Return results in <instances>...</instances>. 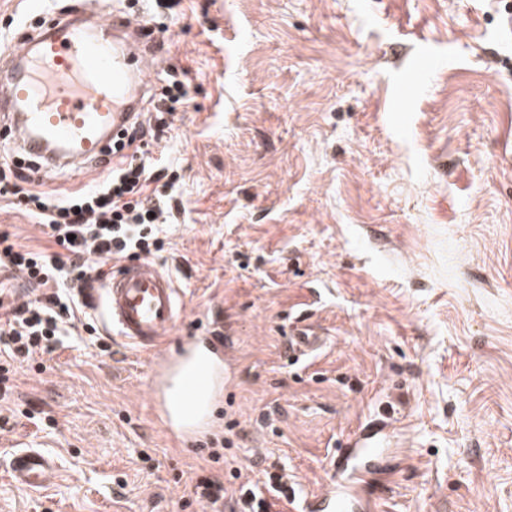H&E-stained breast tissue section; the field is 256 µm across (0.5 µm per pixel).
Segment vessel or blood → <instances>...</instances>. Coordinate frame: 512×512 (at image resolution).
<instances>
[{
  "label": "vessel or blood",
  "mask_w": 512,
  "mask_h": 512,
  "mask_svg": "<svg viewBox=\"0 0 512 512\" xmlns=\"http://www.w3.org/2000/svg\"><path fill=\"white\" fill-rule=\"evenodd\" d=\"M122 31L149 46L143 24L99 8L52 20L24 39L0 61V113L9 118L0 135L50 167L63 154L77 162L105 158L113 137L140 111L147 88L143 61L119 40ZM89 310L114 339L146 355V387L165 432L178 444L203 445L208 410L223 401L231 369L227 337L209 331L175 338L185 304L173 277L148 259L113 262L109 280L91 290ZM323 343L311 326H294L288 358L299 361ZM401 422L391 408L373 414L334 460L324 491L294 499L292 512H375L368 484L375 475L394 476L384 453ZM8 473L33 490L58 477L53 459L32 444L12 454Z\"/></svg>",
  "instance_id": "vessel-or-blood-1"
}]
</instances>
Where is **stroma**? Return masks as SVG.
I'll return each instance as SVG.
<instances>
[{"label": "stroma", "instance_id": "1", "mask_svg": "<svg viewBox=\"0 0 512 512\" xmlns=\"http://www.w3.org/2000/svg\"><path fill=\"white\" fill-rule=\"evenodd\" d=\"M101 2L153 19L188 72L147 148L178 202L156 261L188 305L175 337L230 329L235 376L218 431L178 446L144 356L75 329L0 400V512H202L182 506L199 479L279 469L313 493L382 400L405 421L377 512H512V0ZM50 10L0 0V54ZM313 286L326 345L294 364ZM29 442L54 487L9 479Z\"/></svg>", "mask_w": 512, "mask_h": 512}]
</instances>
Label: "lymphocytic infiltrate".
Wrapping results in <instances>:
<instances>
[{"instance_id":"f902f5d3","label":"lymphocytic infiltrate","mask_w":512,"mask_h":512,"mask_svg":"<svg viewBox=\"0 0 512 512\" xmlns=\"http://www.w3.org/2000/svg\"><path fill=\"white\" fill-rule=\"evenodd\" d=\"M167 85L153 101L148 119L133 117L112 142L111 158L103 166L99 184L74 192L52 195L32 188L40 162L13 158L11 146L0 149L13 184L0 183V196H13L15 207L25 211L46 230L50 248L17 243L0 232V267L16 273L32 286L30 298L20 303L0 300V345L8 361L0 366V395L10 391L12 375L37 353H52L69 336L75 321L84 316L87 291L106 277L112 260L156 256L166 242L160 222L170 209L172 182L163 181L157 162L143 153L147 139L161 137L187 96L181 71L169 69ZM287 474L268 472L262 486L239 487L234 505L241 512H271L275 500L284 498Z\"/></svg>"}]
</instances>
